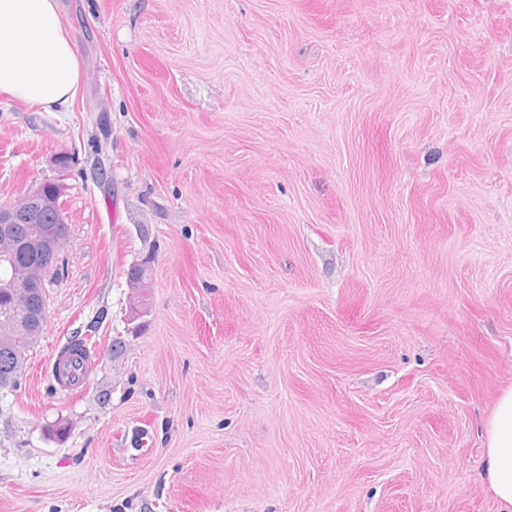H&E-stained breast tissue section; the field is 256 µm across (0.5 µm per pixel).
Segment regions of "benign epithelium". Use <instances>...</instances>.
<instances>
[{
    "label": "benign epithelium",
    "mask_w": 512,
    "mask_h": 512,
    "mask_svg": "<svg viewBox=\"0 0 512 512\" xmlns=\"http://www.w3.org/2000/svg\"><path fill=\"white\" fill-rule=\"evenodd\" d=\"M53 200L43 193L39 186L29 191L21 200L0 205V260L11 259L16 243L20 240L33 251L42 253L48 261L55 260L52 238L45 235L35 225L37 215L52 209ZM34 277L30 273H19L4 266L0 288H5L15 298L30 295ZM44 316H33L20 312V305L14 304L0 310V343L7 345L12 338H20L28 343H37L43 334Z\"/></svg>",
    "instance_id": "obj_1"
}]
</instances>
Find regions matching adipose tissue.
<instances>
[{
	"label": "adipose tissue",
	"mask_w": 512,
	"mask_h": 512,
	"mask_svg": "<svg viewBox=\"0 0 512 512\" xmlns=\"http://www.w3.org/2000/svg\"><path fill=\"white\" fill-rule=\"evenodd\" d=\"M80 80L57 0H0V92L49 111L68 105ZM485 438L489 489L503 512H512V387L498 397Z\"/></svg>",
	"instance_id": "1"
}]
</instances>
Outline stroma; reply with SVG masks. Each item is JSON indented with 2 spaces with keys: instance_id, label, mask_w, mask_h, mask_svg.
<instances>
[{
  "instance_id": "stroma-1",
  "label": "stroma",
  "mask_w": 512,
  "mask_h": 512,
  "mask_svg": "<svg viewBox=\"0 0 512 512\" xmlns=\"http://www.w3.org/2000/svg\"><path fill=\"white\" fill-rule=\"evenodd\" d=\"M59 5L77 96L0 94V203L55 180L70 226L0 389V512H500L512 0ZM102 311L85 385L61 387ZM58 263V260H57ZM54 264L52 269L48 272H45L43 277L46 281V288H43L42 286V279L37 280V290L36 293L30 298V300L27 302L28 309L35 313H45L47 312V288L51 284L53 278L59 275V267L58 264ZM152 268L144 267H131L127 268L125 277L126 283L131 288H137L139 298L141 300L149 301V296L152 288ZM34 345L18 341L10 348H0V388L1 384L16 387L20 381L27 357ZM484 465L489 489L504 511H512V387L498 397L485 423Z\"/></svg>"
}]
</instances>
